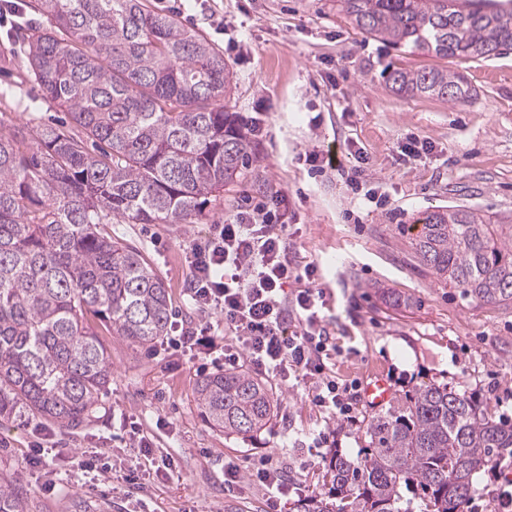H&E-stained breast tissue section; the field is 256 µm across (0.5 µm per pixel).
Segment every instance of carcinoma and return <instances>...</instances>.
Wrapping results in <instances>:
<instances>
[{
    "instance_id": "obj_1",
    "label": "carcinoma",
    "mask_w": 512,
    "mask_h": 512,
    "mask_svg": "<svg viewBox=\"0 0 512 512\" xmlns=\"http://www.w3.org/2000/svg\"><path fill=\"white\" fill-rule=\"evenodd\" d=\"M367 37L439 59L512 48V11L493 0H340ZM48 26H17L28 75L72 123L35 113L0 122V425L36 418L63 430L88 422L112 385L95 323L145 349L168 334L172 297L140 250L103 224H186L255 155L253 130L229 102L235 76L213 44L149 0H30ZM399 95L465 103L473 90L446 67L393 69ZM481 210L443 206L412 228L420 265L486 302L512 300V241ZM204 421L226 435L263 430L272 388L246 369L199 380ZM359 461L334 452L330 487L299 512H464L473 477L512 458V426L448 386L422 384L367 420ZM28 507L0 476V512Z\"/></svg>"
}]
</instances>
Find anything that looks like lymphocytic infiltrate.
I'll list each match as a JSON object with an SVG mask.
<instances>
[{"instance_id": "lymphocytic-infiltrate-1", "label": "lymphocytic infiltrate", "mask_w": 512, "mask_h": 512, "mask_svg": "<svg viewBox=\"0 0 512 512\" xmlns=\"http://www.w3.org/2000/svg\"><path fill=\"white\" fill-rule=\"evenodd\" d=\"M286 208L282 194L241 207L232 219L213 225L207 237L188 247L189 299L201 313L219 315L222 324L182 332L171 346L180 352L223 353L228 367L247 360L256 373L284 384L319 379L315 405L346 416L350 392L339 389L327 373L318 268L311 263L298 268L289 262ZM293 281L298 288L290 295L285 288ZM247 478L267 487L266 512H278L280 499L296 487L280 470L257 467L246 474L239 463H225L226 489L240 488Z\"/></svg>"}]
</instances>
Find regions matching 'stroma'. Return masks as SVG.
I'll return each mask as SVG.
<instances>
[{
	"mask_svg": "<svg viewBox=\"0 0 512 512\" xmlns=\"http://www.w3.org/2000/svg\"><path fill=\"white\" fill-rule=\"evenodd\" d=\"M176 15L224 54L236 88L233 111L261 121L258 162L225 186L203 216L188 224H107L105 233L136 246L175 297L174 328L195 327L200 314L186 295L184 253L212 225L244 203L281 192L288 197V258L318 268L323 314L338 350L331 373L339 385L361 384L382 371L395 398L434 383L478 394L498 418L512 417V301L489 303L463 288L435 281L421 267L401 225L437 206L476 207L488 217L512 214V51L491 59L449 62L475 89L467 103L402 96L386 86V67L417 69L434 57L386 48L366 38L336 0H150ZM40 91L14 58L0 69V118L25 117ZM432 141L431 151L407 161V139ZM363 148L382 198L353 193L349 146ZM336 152L342 169L313 171L310 153ZM112 385L103 409L74 431L35 422L0 426V474L26 492L30 512H265L267 489L224 486V462H269L323 491L324 463L338 450L364 454L361 423L371 416L352 403L355 423L316 407V384L273 382L274 416L256 436L242 439L208 427L193 400L198 380L223 371L222 360L147 351L119 337L109 342ZM325 447H312L318 432ZM149 436L171 460L156 470L133 463V433ZM55 449L48 468L29 470L33 442ZM106 451L114 476L85 474L49 488L52 473L69 468L71 453Z\"/></svg>",
	"mask_w": 512,
	"mask_h": 512,
	"instance_id": "obj_1",
	"label": "stroma"
}]
</instances>
